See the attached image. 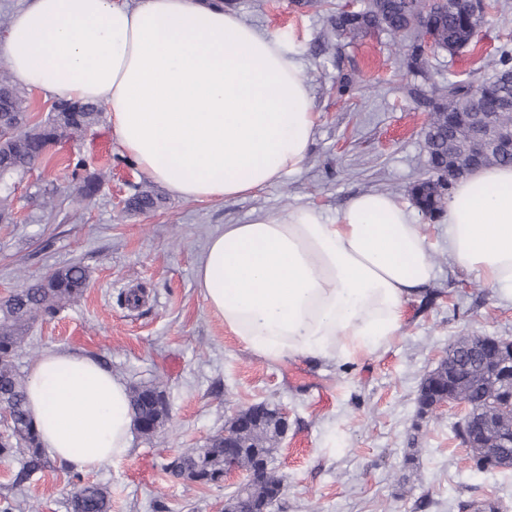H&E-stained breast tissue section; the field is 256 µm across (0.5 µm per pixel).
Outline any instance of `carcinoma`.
<instances>
[{"mask_svg":"<svg viewBox=\"0 0 512 512\" xmlns=\"http://www.w3.org/2000/svg\"><path fill=\"white\" fill-rule=\"evenodd\" d=\"M484 22L483 11L471 9L467 0H417L409 7L406 0H366L358 10H336L329 23L339 38L354 42L376 30L385 32L401 48L400 64L406 73L423 72L425 50L436 55H454L470 46ZM486 66L494 73L489 80H448L433 87L423 104L432 115L425 131V143L433 175L415 181L409 196L418 209L435 219L440 216L454 183L471 173V168L454 167L453 159L464 144V134L473 121V112H493L491 140L480 151L478 167L512 166V152L497 143L512 131V48L502 47ZM101 108L81 101L58 100L45 120L30 122L25 92L8 74L0 75V176L12 182L23 178L50 150L79 138L97 124ZM103 185L101 174L82 178L79 191L95 195ZM159 195L150 187L137 189L125 208L146 212L157 207ZM41 278H23L20 288L0 301V404L11 412L9 434L0 440V458H14L21 464L14 483H25L30 476L50 467L27 409L26 376L16 364L17 352L27 341L30 328L53 318L59 310L83 297L88 288L84 268L72 265ZM455 382L478 400L496 391L504 398L509 391L476 375L461 364ZM157 385L129 388L134 418H153L155 411L148 394ZM176 477L201 484L224 479V439L213 436L206 446L184 453L183 465L174 469ZM80 494L70 499L72 512H110L107 488L82 482L78 472L69 474Z\"/></svg>","mask_w":512,"mask_h":512,"instance_id":"obj_1","label":"carcinoma"}]
</instances>
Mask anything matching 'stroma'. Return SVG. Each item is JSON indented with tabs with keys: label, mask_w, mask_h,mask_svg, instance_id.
Returning <instances> with one entry per match:
<instances>
[{
	"label": "stroma",
	"mask_w": 512,
	"mask_h": 512,
	"mask_svg": "<svg viewBox=\"0 0 512 512\" xmlns=\"http://www.w3.org/2000/svg\"><path fill=\"white\" fill-rule=\"evenodd\" d=\"M491 9L476 43L430 59L423 75L405 74L400 51L377 32L338 39L312 0H233L247 22L281 35L301 64L313 98L315 130L308 156L279 183L245 197L185 201L163 193L159 207L131 213L125 201L150 179L112 142L108 119L52 150L13 189L16 220L0 224V298L22 277L38 278L81 264L89 287L55 318L34 325L17 363L57 347L97 358L126 385L159 384L169 417L154 439L134 435L129 452L84 473L108 488L111 512H222L233 485L199 487L169 474V458L223 432L233 411L267 403L288 412V433L274 463L286 478L276 512H461V503L492 496L512 512V472L479 471L454 435L451 408L420 417L419 386L450 343L463 335L512 338V301L500 297L448 255L440 220L414 212L431 245L436 277L408 303L403 324L377 355L311 364L291 358L270 365L244 349L204 303L196 260L217 229L245 224L259 212L304 205L335 217L354 196L384 192L409 203L408 187L429 174L423 126L427 114L410 87L486 76L484 62L512 47V0ZM364 81L339 93L343 76ZM83 159L106 171L87 198L65 169ZM139 292V302L128 301ZM15 459H0V497L40 512H69L71 484L61 464L33 474L22 489Z\"/></svg>",
	"instance_id": "stroma-1"
}]
</instances>
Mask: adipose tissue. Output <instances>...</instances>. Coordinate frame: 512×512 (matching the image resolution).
Listing matches in <instances>:
<instances>
[{"instance_id": "obj_1", "label": "adipose tissue", "mask_w": 512, "mask_h": 512, "mask_svg": "<svg viewBox=\"0 0 512 512\" xmlns=\"http://www.w3.org/2000/svg\"><path fill=\"white\" fill-rule=\"evenodd\" d=\"M0 65L27 89L104 105L139 169L189 201L280 182L314 135L310 87L285 41L219 0H29L0 33ZM441 218L454 263L512 299V166L459 180ZM434 278L420 225L382 192L332 219L297 206L224 225L195 267L207 307L270 363L382 351ZM27 407L42 446L84 470L130 446L126 386L94 358L41 355Z\"/></svg>"}]
</instances>
